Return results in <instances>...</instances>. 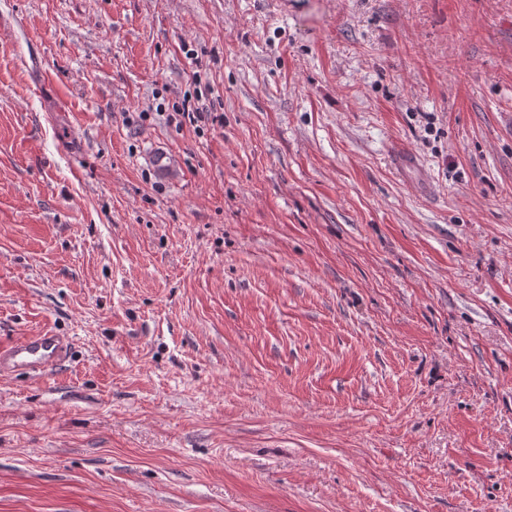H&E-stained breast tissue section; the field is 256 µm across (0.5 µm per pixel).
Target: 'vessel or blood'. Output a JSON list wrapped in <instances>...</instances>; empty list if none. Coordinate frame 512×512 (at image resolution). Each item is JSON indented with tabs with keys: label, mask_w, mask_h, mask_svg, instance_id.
<instances>
[{
	"label": "vessel or blood",
	"mask_w": 512,
	"mask_h": 512,
	"mask_svg": "<svg viewBox=\"0 0 512 512\" xmlns=\"http://www.w3.org/2000/svg\"><path fill=\"white\" fill-rule=\"evenodd\" d=\"M70 351L69 340L44 331L8 346L0 345V372H44L65 361Z\"/></svg>",
	"instance_id": "b4317fda"
}]
</instances>
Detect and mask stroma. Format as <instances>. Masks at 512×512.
<instances>
[{
    "mask_svg": "<svg viewBox=\"0 0 512 512\" xmlns=\"http://www.w3.org/2000/svg\"><path fill=\"white\" fill-rule=\"evenodd\" d=\"M189 49L223 126L164 119ZM46 330L0 512H512V0H0V343Z\"/></svg>",
    "mask_w": 512,
    "mask_h": 512,
    "instance_id": "1",
    "label": "stroma"
}]
</instances>
